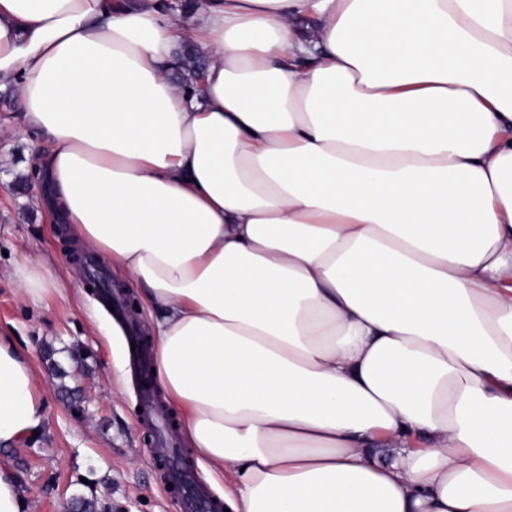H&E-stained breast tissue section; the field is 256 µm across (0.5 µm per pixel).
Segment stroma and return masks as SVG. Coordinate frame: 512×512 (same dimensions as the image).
<instances>
[{
  "label": "stroma",
  "mask_w": 512,
  "mask_h": 512,
  "mask_svg": "<svg viewBox=\"0 0 512 512\" xmlns=\"http://www.w3.org/2000/svg\"><path fill=\"white\" fill-rule=\"evenodd\" d=\"M0 87V329L29 353L47 424L0 449L29 495V512H68L72 498L94 490L112 512H181L153 456L141 420L140 391L127 334L88 276L67 254L79 241L42 204V183L25 173L38 143L26 133L12 97ZM38 258L53 273L39 304L22 299L15 267Z\"/></svg>",
  "instance_id": "stroma-1"
}]
</instances>
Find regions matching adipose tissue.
I'll return each mask as SVG.
<instances>
[{"mask_svg": "<svg viewBox=\"0 0 512 512\" xmlns=\"http://www.w3.org/2000/svg\"><path fill=\"white\" fill-rule=\"evenodd\" d=\"M1 82L227 512H512V0H0Z\"/></svg>", "mask_w": 512, "mask_h": 512, "instance_id": "ef3b65f1", "label": "adipose tissue"}]
</instances>
